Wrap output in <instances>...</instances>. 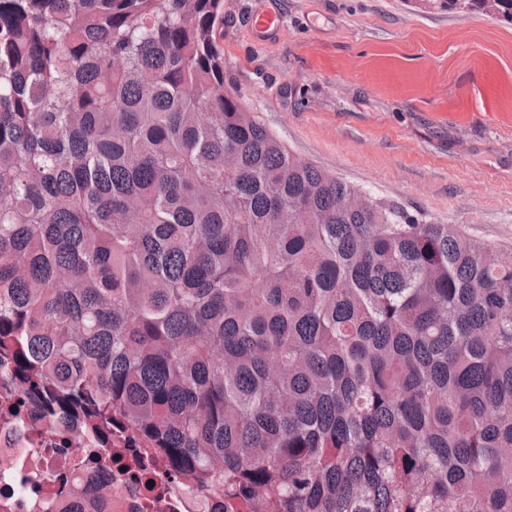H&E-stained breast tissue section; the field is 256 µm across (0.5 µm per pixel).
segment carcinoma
Masks as SVG:
<instances>
[{
    "instance_id": "carcinoma-1",
    "label": "carcinoma",
    "mask_w": 512,
    "mask_h": 512,
    "mask_svg": "<svg viewBox=\"0 0 512 512\" xmlns=\"http://www.w3.org/2000/svg\"><path fill=\"white\" fill-rule=\"evenodd\" d=\"M222 39L224 0H0V382L223 512H512V258L296 157Z\"/></svg>"
}]
</instances>
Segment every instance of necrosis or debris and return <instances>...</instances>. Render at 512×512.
I'll use <instances>...</instances> for the list:
<instances>
[{
  "label": "necrosis or debris",
  "instance_id": "obj_1",
  "mask_svg": "<svg viewBox=\"0 0 512 512\" xmlns=\"http://www.w3.org/2000/svg\"><path fill=\"white\" fill-rule=\"evenodd\" d=\"M23 420L0 426V512H221L222 497L194 494L163 464L139 474L134 451L87 450L92 437L59 436L52 417L21 390H13Z\"/></svg>",
  "mask_w": 512,
  "mask_h": 512
}]
</instances>
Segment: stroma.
Wrapping results in <instances>:
<instances>
[{"mask_svg":"<svg viewBox=\"0 0 512 512\" xmlns=\"http://www.w3.org/2000/svg\"><path fill=\"white\" fill-rule=\"evenodd\" d=\"M262 5L279 42L251 35ZM223 46L297 157L512 257V27L413 0H224Z\"/></svg>","mask_w":512,"mask_h":512,"instance_id":"stroma-1","label":"stroma"}]
</instances>
